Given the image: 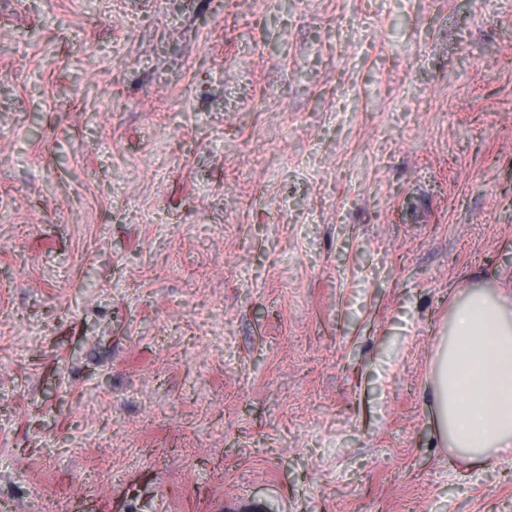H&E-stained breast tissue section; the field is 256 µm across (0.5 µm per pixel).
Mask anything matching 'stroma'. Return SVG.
Returning <instances> with one entry per match:
<instances>
[{"label": "stroma", "mask_w": 512, "mask_h": 512, "mask_svg": "<svg viewBox=\"0 0 512 512\" xmlns=\"http://www.w3.org/2000/svg\"><path fill=\"white\" fill-rule=\"evenodd\" d=\"M512 281V0H0V512H512L438 441Z\"/></svg>", "instance_id": "1"}]
</instances>
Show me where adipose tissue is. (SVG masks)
Returning <instances> with one entry per match:
<instances>
[{
  "label": "adipose tissue",
  "instance_id": "obj_1",
  "mask_svg": "<svg viewBox=\"0 0 512 512\" xmlns=\"http://www.w3.org/2000/svg\"><path fill=\"white\" fill-rule=\"evenodd\" d=\"M432 380L449 447L474 456L512 448V286L461 285L434 346Z\"/></svg>",
  "mask_w": 512,
  "mask_h": 512
}]
</instances>
